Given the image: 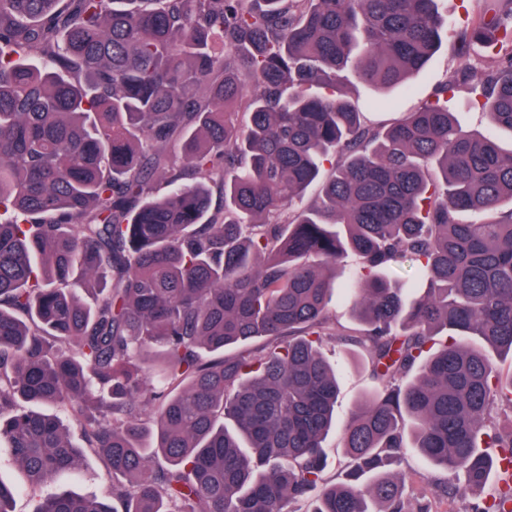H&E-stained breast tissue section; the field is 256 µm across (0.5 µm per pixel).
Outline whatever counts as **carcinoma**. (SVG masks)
Instances as JSON below:
<instances>
[{
    "label": "carcinoma",
    "instance_id": "carcinoma-1",
    "mask_svg": "<svg viewBox=\"0 0 512 512\" xmlns=\"http://www.w3.org/2000/svg\"><path fill=\"white\" fill-rule=\"evenodd\" d=\"M496 2L462 36L500 54L466 75L488 120L466 131L445 99L374 125L336 96L343 70L378 90L422 71L438 0H0V448L35 489L76 469L63 421L33 409L56 406L111 478L31 512H407V449L473 493L484 449L512 466L491 418L512 415V367L489 360L512 357ZM349 255L346 326L329 300ZM327 336L378 381L331 485ZM15 495L0 480V512ZM473 512H512V478Z\"/></svg>",
    "mask_w": 512,
    "mask_h": 512
}]
</instances>
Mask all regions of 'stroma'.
Returning <instances> with one entry per match:
<instances>
[{
    "label": "stroma",
    "instance_id": "35a3bbf8",
    "mask_svg": "<svg viewBox=\"0 0 512 512\" xmlns=\"http://www.w3.org/2000/svg\"><path fill=\"white\" fill-rule=\"evenodd\" d=\"M488 5V0H443L442 8L448 16V31L441 48L432 57L426 68L413 77V93L402 88L381 92L355 77L343 80L337 89L339 95L350 100L372 121L392 122L403 113L414 110L421 102L435 99L441 87L449 80H457L455 94L448 103L455 111L461 124L469 130H484L486 118L481 109L471 102L469 86L464 83L465 69L476 66L489 69L496 65L498 58L490 50L468 58L458 53L456 34L459 30L472 28ZM324 357L336 368L339 379V393L336 402V422L344 424L354 411L360 397L373 388L371 379L362 359L358 358L353 346L327 339L321 345ZM404 478V494L411 512L418 507L428 512H471L476 501L475 495L458 491L444 493V483L453 477L436 469L418 455H408L401 466ZM109 485V476L92 451H84L78 470L56 477L51 489L55 492L74 491L94 498L103 496Z\"/></svg>",
    "mask_w": 512,
    "mask_h": 512
}]
</instances>
